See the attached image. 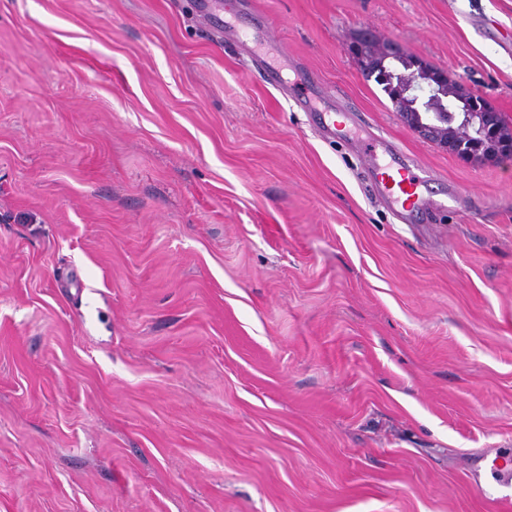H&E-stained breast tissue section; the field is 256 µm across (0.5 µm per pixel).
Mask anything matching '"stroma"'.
<instances>
[{
	"instance_id": "stroma-1",
	"label": "stroma",
	"mask_w": 512,
	"mask_h": 512,
	"mask_svg": "<svg viewBox=\"0 0 512 512\" xmlns=\"http://www.w3.org/2000/svg\"><path fill=\"white\" fill-rule=\"evenodd\" d=\"M364 33L512 124V0H0V512H497L512 161L404 127ZM411 183V176L402 168L389 167L382 173L381 183L393 202L399 203L403 196L409 195L405 183Z\"/></svg>"
}]
</instances>
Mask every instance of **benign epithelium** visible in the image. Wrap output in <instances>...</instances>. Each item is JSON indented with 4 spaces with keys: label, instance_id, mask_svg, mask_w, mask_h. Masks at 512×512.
<instances>
[{
    "label": "benign epithelium",
    "instance_id": "benign-epithelium-1",
    "mask_svg": "<svg viewBox=\"0 0 512 512\" xmlns=\"http://www.w3.org/2000/svg\"><path fill=\"white\" fill-rule=\"evenodd\" d=\"M355 55L362 69L385 70L394 63L404 69L402 95L416 98L419 108L403 110L399 117L420 138L475 164L512 159V127L504 123L498 111L480 106L468 85L457 83L456 95L448 106L435 108L428 101L441 92L448 73L390 40L363 37L356 42Z\"/></svg>",
    "mask_w": 512,
    "mask_h": 512
}]
</instances>
